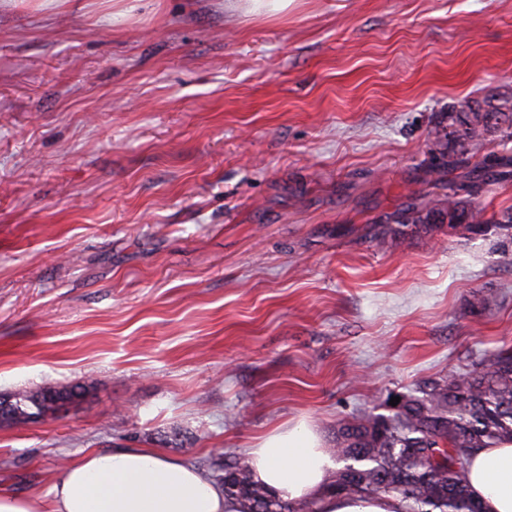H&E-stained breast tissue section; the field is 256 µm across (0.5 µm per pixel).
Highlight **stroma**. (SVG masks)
Returning <instances> with one entry per match:
<instances>
[{"mask_svg":"<svg viewBox=\"0 0 512 512\" xmlns=\"http://www.w3.org/2000/svg\"><path fill=\"white\" fill-rule=\"evenodd\" d=\"M44 0L0 6V393L81 395L0 426V491L158 448L204 466L512 346L487 225L373 235L443 197L449 112L512 95V0ZM496 297L470 307L474 291Z\"/></svg>","mask_w":512,"mask_h":512,"instance_id":"stroma-1","label":"stroma"}]
</instances>
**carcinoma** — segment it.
I'll use <instances>...</instances> for the list:
<instances>
[{
  "mask_svg": "<svg viewBox=\"0 0 512 512\" xmlns=\"http://www.w3.org/2000/svg\"><path fill=\"white\" fill-rule=\"evenodd\" d=\"M512 139V97L494 94L481 104L465 103L448 113V132L438 140L440 172L465 167L468 156L480 151L486 137ZM466 182L448 186V196L424 204L410 203L399 216L383 223L430 229L446 225L452 231L466 224L482 231L473 199L483 176L468 171ZM512 239V207L489 219ZM77 387L49 386L14 392L10 425H24L55 413L79 397ZM400 398L392 406L390 400ZM367 412L336 425V456L345 461L326 493L336 496L392 495L404 512H483L468 491V466L473 452L500 439L512 440V349H502L469 370L426 379L405 392H388ZM209 466L224 494L240 501L244 512H320L316 502L295 509L253 483L249 461L217 455Z\"/></svg>",
  "mask_w": 512,
  "mask_h": 512,
  "instance_id": "cac0c4a2",
  "label": "carcinoma"
}]
</instances>
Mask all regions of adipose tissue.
<instances>
[{"label": "adipose tissue", "instance_id": "adipose-tissue-1", "mask_svg": "<svg viewBox=\"0 0 512 512\" xmlns=\"http://www.w3.org/2000/svg\"><path fill=\"white\" fill-rule=\"evenodd\" d=\"M253 480L285 502L318 500L321 512H402L393 496L325 495L333 460L306 421L286 422L248 450ZM469 491L483 512H512V440L478 449ZM50 512H241L235 499L190 461L148 448H115L68 464L50 490Z\"/></svg>", "mask_w": 512, "mask_h": 512}]
</instances>
